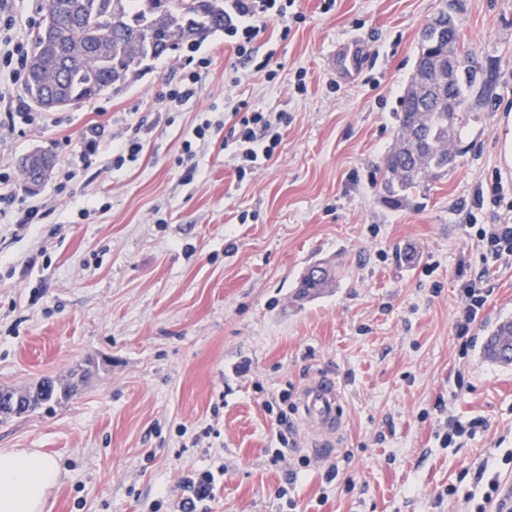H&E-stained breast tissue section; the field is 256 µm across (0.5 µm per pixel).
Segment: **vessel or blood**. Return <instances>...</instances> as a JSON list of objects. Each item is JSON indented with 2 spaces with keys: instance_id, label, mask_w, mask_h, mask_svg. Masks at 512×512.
<instances>
[{
  "instance_id": "b4317fda",
  "label": "vessel or blood",
  "mask_w": 512,
  "mask_h": 512,
  "mask_svg": "<svg viewBox=\"0 0 512 512\" xmlns=\"http://www.w3.org/2000/svg\"><path fill=\"white\" fill-rule=\"evenodd\" d=\"M295 405L300 423L317 437L318 450L333 448L342 424V391L335 375L317 374L297 391Z\"/></svg>"
}]
</instances>
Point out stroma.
Returning <instances> with one entry per match:
<instances>
[{"instance_id":"stroma-1","label":"stroma","mask_w":512,"mask_h":512,"mask_svg":"<svg viewBox=\"0 0 512 512\" xmlns=\"http://www.w3.org/2000/svg\"><path fill=\"white\" fill-rule=\"evenodd\" d=\"M456 2L479 73L459 156L395 211L381 202L377 167L395 142L421 30L446 0H335L328 11L296 0L295 19L260 23L257 46L275 52L269 71L239 61L219 31L0 140L18 196L0 216V390L45 378L71 389L0 422V451L37 448L59 465L44 512H174L183 479L205 470L221 473L208 512H472L478 468L512 479V365L483 355L491 330L512 321V263L483 262L473 229L512 204L501 154L512 0ZM355 47L360 65L341 70ZM199 57L210 64L195 95L169 106L170 84ZM241 105L288 123L272 159L240 181L224 120ZM142 119L151 127L137 160L113 166L111 139ZM206 120L189 180L182 143ZM96 123L112 135L87 160ZM37 149L54 164L33 193L20 159ZM68 166L76 181L65 180ZM496 181L504 203L471 210ZM318 261L335 266V281L298 299ZM481 272L492 294L463 357L459 290ZM323 369L343 393L334 450L312 452L298 428L280 448L265 400ZM451 415L483 424L447 446ZM207 427L215 436L202 437Z\"/></svg>"}]
</instances>
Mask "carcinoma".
I'll return each instance as SVG.
<instances>
[{
	"instance_id": "cac0c4a2",
	"label": "carcinoma",
	"mask_w": 512,
	"mask_h": 512,
	"mask_svg": "<svg viewBox=\"0 0 512 512\" xmlns=\"http://www.w3.org/2000/svg\"><path fill=\"white\" fill-rule=\"evenodd\" d=\"M95 0H49L53 5L52 29L57 39L45 36L38 27L33 38L22 93L26 101L45 112L58 97L81 106L109 89L138 78L148 59L185 47L192 48L210 35L224 30V0H102L112 19V38L102 40L103 22L87 20ZM456 61L453 80L439 79L448 59ZM470 53L460 43L454 12L443 8L424 28L411 80L428 84L420 98L403 96L394 113L396 141L383 157L381 188L383 202L394 209L429 189L430 182L448 174L457 157L455 140L461 127L466 88L477 81ZM331 267L309 266L300 278L296 295L307 299L333 282ZM484 355L493 361L512 364V321L499 324L484 345ZM68 396L67 387L43 381L24 390L21 407L3 416L7 420L28 415L38 408Z\"/></svg>"
}]
</instances>
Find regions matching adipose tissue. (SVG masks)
Masks as SVG:
<instances>
[{"label":"adipose tissue","mask_w":512,"mask_h":512,"mask_svg":"<svg viewBox=\"0 0 512 512\" xmlns=\"http://www.w3.org/2000/svg\"><path fill=\"white\" fill-rule=\"evenodd\" d=\"M58 478L54 460L38 450L0 452V512H43Z\"/></svg>","instance_id":"1"}]
</instances>
